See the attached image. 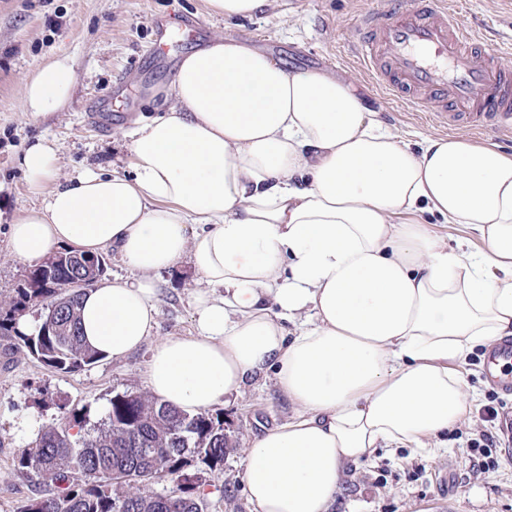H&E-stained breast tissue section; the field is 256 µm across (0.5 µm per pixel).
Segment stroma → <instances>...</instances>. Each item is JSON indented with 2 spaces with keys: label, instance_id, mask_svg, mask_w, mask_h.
Here are the masks:
<instances>
[{
  "label": "stroma",
  "instance_id": "stroma-1",
  "mask_svg": "<svg viewBox=\"0 0 512 512\" xmlns=\"http://www.w3.org/2000/svg\"><path fill=\"white\" fill-rule=\"evenodd\" d=\"M455 2L488 44L512 37V0ZM383 5L384 0H269L253 17L225 20L211 14L207 0H0V301L12 296L27 270L9 253L7 226L42 203L27 188L25 150L40 142L52 145L61 182L85 169L129 173L126 132L166 110L175 67L197 46L169 26L173 15L194 16L208 36L246 42L280 60L287 72L315 69L350 78L374 120L404 138L447 135L438 118L405 110L376 90L347 49L361 14ZM163 21L168 28L162 32ZM63 56L75 67L67 103L47 114L25 111L29 78L39 65ZM198 286L188 261L161 273L156 338L193 335L192 294ZM151 349L147 343L123 359L104 358L60 373L15 337L0 335V512H17L25 502L55 492L50 482L16 470V453L30 442L19 433L18 420L30 416L41 429L65 427L78 411L87 426L97 425L116 393L146 392ZM486 361L478 348L457 366L478 397L449 429L443 448L378 449L348 468L333 512H512V442H501L498 466L487 473L479 468V453L470 449L483 406L512 411V393L488 384ZM215 411L235 447L223 469L202 473V512H250L242 483L244 450L294 409L266 374L249 379Z\"/></svg>",
  "mask_w": 512,
  "mask_h": 512
}]
</instances>
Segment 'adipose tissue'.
Segmentation results:
<instances>
[{"label":"adipose tissue","mask_w":512,"mask_h":512,"mask_svg":"<svg viewBox=\"0 0 512 512\" xmlns=\"http://www.w3.org/2000/svg\"><path fill=\"white\" fill-rule=\"evenodd\" d=\"M73 79L70 58L41 65L25 110L58 111ZM128 137V177L62 184L55 149L28 148L43 201L9 225V251L110 248L136 271L82 298L87 344L115 360L153 334L157 275L189 259L195 333L157 341L145 384L193 414L273 373L295 414L246 450L253 512H330L347 465L427 448L459 421L473 394L454 364L512 335V154L405 140L350 80L286 73L221 36L183 58L167 112ZM434 222L466 225L482 250L449 247Z\"/></svg>","instance_id":"obj_1"}]
</instances>
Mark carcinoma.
<instances>
[{"label":"carcinoma","mask_w":512,"mask_h":512,"mask_svg":"<svg viewBox=\"0 0 512 512\" xmlns=\"http://www.w3.org/2000/svg\"><path fill=\"white\" fill-rule=\"evenodd\" d=\"M107 270L106 257L89 261L68 249L32 266L15 295L0 303V331L15 338L46 366L71 373L101 359L83 343L82 292L70 287L78 277L89 285ZM45 310L38 329L25 333L19 320L33 307ZM232 448L224 421L208 411L193 415L141 393L115 394L105 419L74 439L69 429L46 428L19 450L16 466L57 488L17 512H199L198 483L188 474L224 467ZM164 477L177 494L144 495L140 483ZM128 488L126 492L117 489Z\"/></svg>","instance_id":"cac0c4a2"}]
</instances>
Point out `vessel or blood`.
Segmentation results:
<instances>
[{
	"label": "vessel or blood",
	"instance_id": "obj_1",
	"mask_svg": "<svg viewBox=\"0 0 512 512\" xmlns=\"http://www.w3.org/2000/svg\"><path fill=\"white\" fill-rule=\"evenodd\" d=\"M349 44L352 55L379 89L414 112L512 141V69L498 50L471 32L447 0H390L359 22ZM512 363V340L490 352L487 377L502 390L512 379L501 369Z\"/></svg>",
	"mask_w": 512,
	"mask_h": 512
}]
</instances>
